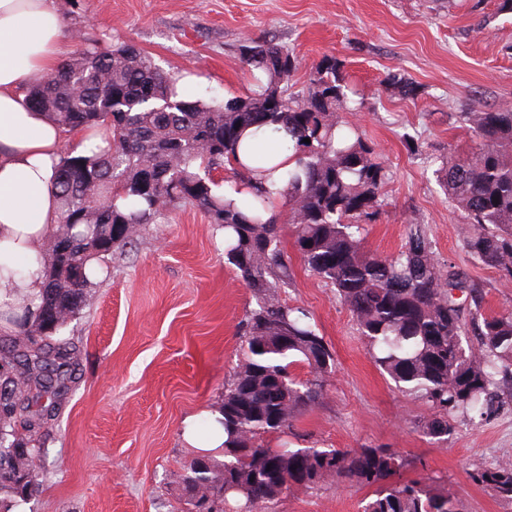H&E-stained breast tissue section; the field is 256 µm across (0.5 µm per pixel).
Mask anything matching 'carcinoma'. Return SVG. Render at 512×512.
Here are the masks:
<instances>
[{
    "label": "carcinoma",
    "instance_id": "carcinoma-1",
    "mask_svg": "<svg viewBox=\"0 0 512 512\" xmlns=\"http://www.w3.org/2000/svg\"><path fill=\"white\" fill-rule=\"evenodd\" d=\"M239 51L254 83L222 100L181 94L177 78L135 45L106 46L90 34L55 72L32 80L34 109L67 131L91 129L110 115L112 137L89 155L60 156L59 229L45 245L43 288L12 318L17 330L0 332V512H16L43 485L42 437L76 379L78 351L65 331L86 305L90 267L187 206L222 233L225 262L254 304L239 323L237 360L218 407L224 460L197 457L170 475L182 512H266L295 486L345 482L373 490L362 512H462L445 486L393 479L408 462L391 448L266 442L288 434L297 416L325 399L334 366L311 315L280 298L289 280L282 218L305 268L348 307L380 372L428 406L416 428L433 441H448L458 415L474 420L506 396L512 402V392L500 390L512 382V310L482 312V291L471 285L474 313L466 321L450 293L464 282L441 264L419 224L393 256L364 249L365 225L380 214L389 172L360 128L338 120L339 109L363 105L349 97L340 62L313 64L297 97L288 85L298 60L285 46L247 38ZM382 83L407 97L418 91L400 73ZM462 120L475 147L441 158L437 178L470 221L468 254L511 279L512 105L476 108ZM265 127L287 132L288 140L273 143L292 152L294 167L270 182L263 172L275 168L252 153L254 167L232 169L228 192L218 193L214 173L226 170L247 129ZM242 185L250 197L239 202L232 195ZM469 326L475 340L465 342ZM298 365L309 378L292 372ZM472 477L512 501L511 466L475 464Z\"/></svg>",
    "mask_w": 512,
    "mask_h": 512
}]
</instances>
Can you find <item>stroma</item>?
I'll return each instance as SVG.
<instances>
[{
    "label": "stroma",
    "instance_id": "1",
    "mask_svg": "<svg viewBox=\"0 0 512 512\" xmlns=\"http://www.w3.org/2000/svg\"><path fill=\"white\" fill-rule=\"evenodd\" d=\"M73 33L130 41L163 70L202 76L197 92L240 96L250 74L244 37L292 51L302 93L313 63L333 56L362 101L340 111L359 126L389 172L381 214L365 247L390 256L409 225L426 229L436 256L461 269L484 295V311L512 309V279L464 247L468 220L445 195L437 159L470 152L462 113L512 103V13L499 0H56ZM400 72L419 87L406 98L383 83ZM422 145L411 153L406 137ZM291 279L280 296L307 309L334 367L321 406L294 421L296 446L353 449L382 445L410 462L403 477L444 484L464 512H512L470 477L472 464L512 466V404L483 421L457 418L445 443L415 427L429 412L381 374L333 288L307 271L284 236ZM251 292L224 262L219 235L192 207L145 226L112 255L108 275L89 291L66 330L80 350L81 374L43 442L47 477L25 512H181L170 474L197 454L183 420L205 419L222 398ZM369 489L329 484L288 492L272 512H361Z\"/></svg>",
    "mask_w": 512,
    "mask_h": 512
}]
</instances>
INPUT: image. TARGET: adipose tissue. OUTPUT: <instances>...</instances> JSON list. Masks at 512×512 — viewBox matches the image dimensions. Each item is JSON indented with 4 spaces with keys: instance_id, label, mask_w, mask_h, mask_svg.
I'll list each match as a JSON object with an SVG mask.
<instances>
[{
    "instance_id": "adipose-tissue-1",
    "label": "adipose tissue",
    "mask_w": 512,
    "mask_h": 512,
    "mask_svg": "<svg viewBox=\"0 0 512 512\" xmlns=\"http://www.w3.org/2000/svg\"><path fill=\"white\" fill-rule=\"evenodd\" d=\"M70 48L55 0H0V273L13 274L6 302L16 309L42 286L39 259L59 223L54 176L64 143L83 153L112 135L106 121L64 132L23 92Z\"/></svg>"
}]
</instances>
